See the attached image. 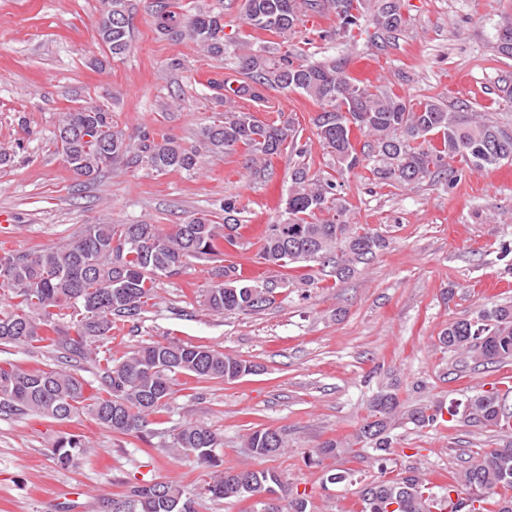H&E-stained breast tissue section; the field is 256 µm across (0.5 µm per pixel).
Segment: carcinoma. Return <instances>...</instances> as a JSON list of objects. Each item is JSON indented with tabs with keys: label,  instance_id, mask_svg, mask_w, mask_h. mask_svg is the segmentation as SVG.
<instances>
[{
	"label": "carcinoma",
	"instance_id": "cac0c4a2",
	"mask_svg": "<svg viewBox=\"0 0 512 512\" xmlns=\"http://www.w3.org/2000/svg\"><path fill=\"white\" fill-rule=\"evenodd\" d=\"M163 36L194 42L212 56H222L224 18L204 9L187 16L175 0H147ZM363 0H244L248 25L283 38L278 46H260L235 56L242 76L233 93L258 95V88L295 90L321 106L313 119L317 136L336 169L328 176L293 169L281 219L266 225L259 258L268 266L299 268L303 263L331 262L343 277L357 263L386 248V238L344 220L338 177L361 159L352 142L353 130L370 138L378 158L376 174L389 183H418L451 174L447 160L460 157L482 168L512 161V136L476 115L463 119L433 100L415 103L393 93L372 91L347 73V58L307 61L288 49V33L311 12L334 11L339 30L352 31ZM131 0H101L98 33L111 57L124 55L133 38ZM380 28L391 33L405 20L399 0H382L376 15ZM498 53L512 56V22L503 24L495 40ZM224 119L199 133V144L184 148L171 139L157 142L141 132L126 136L114 130L112 112L91 103L62 113L55 137L64 161L76 178L93 179L117 164L146 167L157 173L195 172L204 153L227 154L238 146L250 152L254 174L262 176L266 161L280 154L295 138L288 122L265 124L250 112L234 109L224 98ZM224 215L203 214L187 224H87L67 243L19 253L0 247L9 261L0 268V290L11 303L0 309V345H44L52 354L42 366L23 368L0 364V412L36 414L58 422L88 414L114 433L146 437L149 417L166 411L175 376L233 382L254 373L250 362L203 345L150 341L120 357L100 356V345L112 342L115 320L138 317L153 299L162 277L180 275L188 264L217 262L224 246L247 249L235 201L224 200ZM217 281L203 290L204 304L217 314L265 309L274 285L246 276L236 263L216 266ZM65 324H60V321ZM444 348L482 364L512 361V304L487 303L469 317L445 327ZM84 362L95 366V379L78 373ZM463 415L475 425L512 432V412H505L499 394L484 392L467 399ZM443 416L440 405L406 408L391 389L370 400L369 415L355 434L383 455L391 453V431L411 424L429 427ZM218 436L211 428L188 422L171 434L169 453L193 455L212 469L205 493L216 499H252V512H262L265 500L276 497L273 512H311L308 500L292 495L280 474L270 469H222L215 454ZM258 457H273L288 447L278 429L261 428L247 438ZM91 452L83 436L63 433L52 443V459L69 466ZM458 494L452 500L451 493ZM130 512H197V495L154 482L135 485L127 495ZM479 503L473 512H512V442L500 448H479L468 455L454 484L443 489L450 512H467L465 501ZM360 512H433L437 498L427 480L414 470L394 478L373 480L359 490ZM397 509L389 510L392 504Z\"/></svg>",
	"mask_w": 512,
	"mask_h": 512
}]
</instances>
